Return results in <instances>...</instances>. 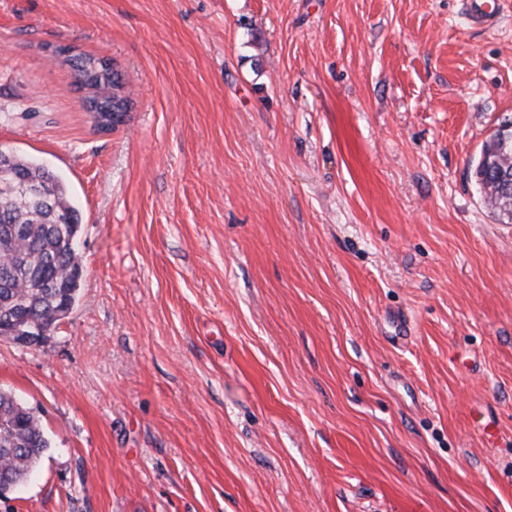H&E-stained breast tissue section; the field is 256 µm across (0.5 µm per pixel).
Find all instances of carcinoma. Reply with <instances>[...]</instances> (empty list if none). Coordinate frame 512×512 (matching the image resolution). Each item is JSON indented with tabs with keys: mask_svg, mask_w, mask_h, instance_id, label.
Segmentation results:
<instances>
[{
	"mask_svg": "<svg viewBox=\"0 0 512 512\" xmlns=\"http://www.w3.org/2000/svg\"><path fill=\"white\" fill-rule=\"evenodd\" d=\"M74 79L85 80L89 100L109 105L128 102L120 78L112 69L97 73L105 60L89 54L69 59ZM483 150L500 168L512 166V145L492 139ZM27 183L49 188V197L27 196L15 186ZM485 194L499 215L512 219V197L485 182ZM20 226L23 232L15 233ZM78 208L64 181L44 167L0 149V318L21 312L51 329L67 316L79 291L75 278L83 275L79 258ZM49 441L38 419L21 407L12 394L0 391V475L23 482L35 469Z\"/></svg>",
	"mask_w": 512,
	"mask_h": 512,
	"instance_id": "1",
	"label": "carcinoma"
}]
</instances>
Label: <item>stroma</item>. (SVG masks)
Wrapping results in <instances>:
<instances>
[{"label": "stroma", "instance_id": "obj_1", "mask_svg": "<svg viewBox=\"0 0 512 512\" xmlns=\"http://www.w3.org/2000/svg\"><path fill=\"white\" fill-rule=\"evenodd\" d=\"M0 0V147L83 277L0 389L50 446L0 512H512V0ZM130 101L99 131L57 47ZM497 131V141L501 139L503 146L511 143L512 123L500 127ZM497 141L492 140L490 137V139L482 147L481 152L485 150L491 160H498L499 163H495L498 167H506V169H509L510 166H512V145L509 144V146L503 147L501 143H497Z\"/></svg>", "mask_w": 512, "mask_h": 512}]
</instances>
